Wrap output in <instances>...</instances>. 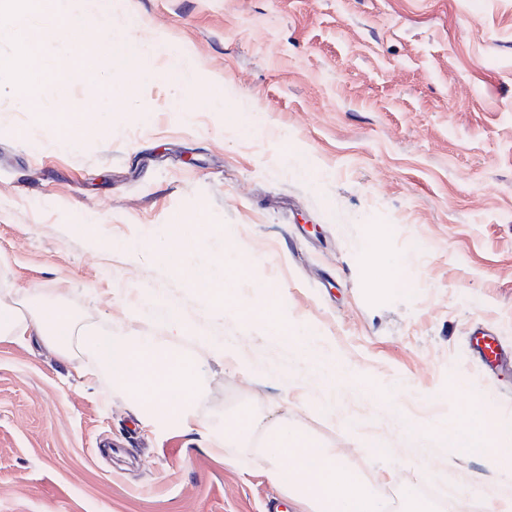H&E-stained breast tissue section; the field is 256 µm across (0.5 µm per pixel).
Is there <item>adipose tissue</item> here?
<instances>
[{
    "label": "adipose tissue",
    "mask_w": 512,
    "mask_h": 512,
    "mask_svg": "<svg viewBox=\"0 0 512 512\" xmlns=\"http://www.w3.org/2000/svg\"><path fill=\"white\" fill-rule=\"evenodd\" d=\"M172 59L179 95L194 96L208 111H224L223 98L204 90L195 59L178 52ZM241 274L238 261L229 259L223 270L195 272L194 281L206 305L234 306L262 321L269 336L314 366L323 388L351 380L348 364L335 351L312 343L314 327L278 315V300L260 286L243 293ZM152 318L153 327L138 334L83 328L67 304L43 301L40 289L0 293V342L34 341L63 360L82 353L107 372L113 385L127 391L131 407L147 425L208 437L210 453L228 466L248 462L261 469L296 512H436L431 500L407 492L399 496L397 506H390L377 486L348 465L342 452L316 438L299 418L272 420L251 406L225 421L223 435L211 437L207 420L198 413L205 387L193 356L178 344L184 322L167 308L157 309ZM411 435L443 454L451 448L475 449L496 471L512 460V422L487 418L475 406L465 418L427 423L412 429Z\"/></svg>",
    "instance_id": "1"
}]
</instances>
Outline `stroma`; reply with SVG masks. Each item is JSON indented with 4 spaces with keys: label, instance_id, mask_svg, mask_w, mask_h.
<instances>
[{
    "label": "stroma",
    "instance_id": "35a3bbf8",
    "mask_svg": "<svg viewBox=\"0 0 512 512\" xmlns=\"http://www.w3.org/2000/svg\"><path fill=\"white\" fill-rule=\"evenodd\" d=\"M110 2L136 41L193 53L229 109L172 110L164 56L107 112L71 69L72 121L92 115L95 129L63 149L44 138V113L1 85L0 290L42 289L122 332L145 323L149 300L176 309L214 432L254 396L279 398L285 374L307 426L363 476L387 479L385 494L409 477L443 512H471L494 490L512 497V476L479 482L481 459L404 434L472 398L512 418V378H483L468 348L483 329L512 349V0ZM174 224L199 239L183 266L166 258ZM376 225L412 290L372 286ZM228 251L280 298V315L335 347L354 383L320 389L262 325L205 309L192 273ZM200 331L264 367L261 382L199 351ZM90 369L0 342V512H266L278 499L258 469L145 427ZM373 436L393 454L361 453Z\"/></svg>",
    "mask_w": 512,
    "mask_h": 512
}]
</instances>
